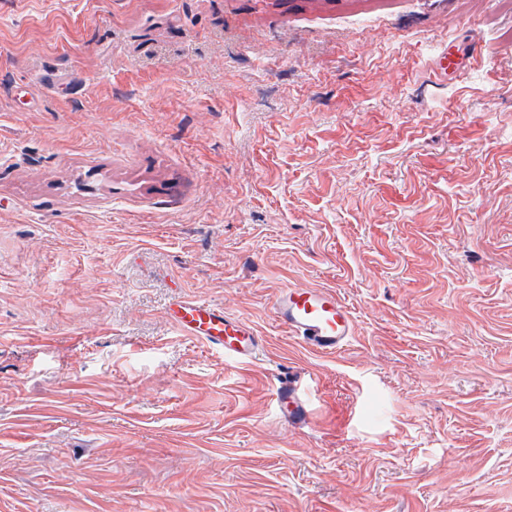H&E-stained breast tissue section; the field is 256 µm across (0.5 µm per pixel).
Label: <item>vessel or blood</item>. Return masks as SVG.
<instances>
[{
	"mask_svg": "<svg viewBox=\"0 0 512 512\" xmlns=\"http://www.w3.org/2000/svg\"><path fill=\"white\" fill-rule=\"evenodd\" d=\"M276 320L306 348L333 353L349 343L355 323L348 307L334 289L318 286H293L281 291L274 303ZM167 314L181 335L192 337L238 363L252 362L263 338L249 324L224 308L206 301L180 297L170 302ZM300 376L281 379L276 400L289 422L307 419L306 402Z\"/></svg>",
	"mask_w": 512,
	"mask_h": 512,
	"instance_id": "vessel-or-blood-1",
	"label": "vessel or blood"
}]
</instances>
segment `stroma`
<instances>
[{
	"label": "stroma",
	"instance_id": "1",
	"mask_svg": "<svg viewBox=\"0 0 512 512\" xmlns=\"http://www.w3.org/2000/svg\"><path fill=\"white\" fill-rule=\"evenodd\" d=\"M0 512H512V0H0ZM276 320L306 348L335 353L355 335V323L336 290L293 286L281 291L274 303ZM167 314L181 335L201 341L238 363L252 362L263 343V337L251 325L223 307L200 299H174ZM300 375L287 376L279 382L276 390V400L281 412L289 422L302 423L307 419L306 402L302 394Z\"/></svg>",
	"mask_w": 512,
	"mask_h": 512
}]
</instances>
